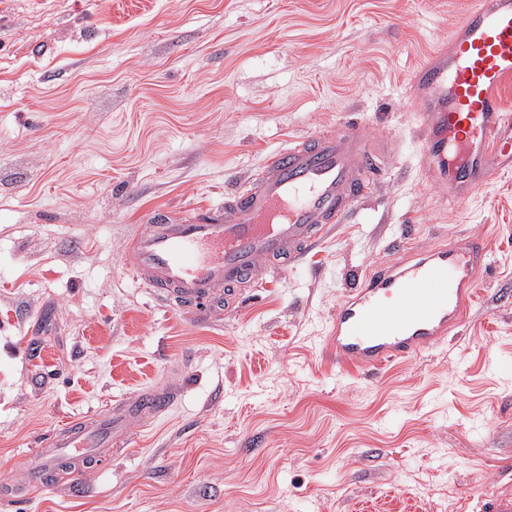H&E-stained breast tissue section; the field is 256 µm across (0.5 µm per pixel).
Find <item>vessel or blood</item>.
<instances>
[{
    "label": "vessel or blood",
    "mask_w": 512,
    "mask_h": 512,
    "mask_svg": "<svg viewBox=\"0 0 512 512\" xmlns=\"http://www.w3.org/2000/svg\"><path fill=\"white\" fill-rule=\"evenodd\" d=\"M409 88L433 185L463 204L493 175L511 172L512 111L503 94L512 89V0H471L447 45L417 67ZM374 137L371 128L355 126L289 143L223 204L155 215L126 242L125 266L196 315H210L221 301L233 304L353 215L380 169ZM486 257L479 237H453L405 264L370 271L337 307L328 354L337 365L376 370L440 345L463 326ZM171 404L146 393L133 409L157 417ZM121 437V417L108 409L52 431L27 467V488L64 464L82 473L110 456Z\"/></svg>",
    "instance_id": "obj_1"
}]
</instances>
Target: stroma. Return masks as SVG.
Segmentation results:
<instances>
[{"mask_svg": "<svg viewBox=\"0 0 512 512\" xmlns=\"http://www.w3.org/2000/svg\"><path fill=\"white\" fill-rule=\"evenodd\" d=\"M469 0H0V489L65 422L140 391L109 463L0 512H487L512 498V173L427 183L409 78ZM372 126L351 222L206 318L121 264L156 210L222 202L289 142ZM478 235L470 313L380 370L325 350L357 277ZM405 238L407 251L391 248ZM169 397L154 394H140L134 401L133 410L140 415L157 417L164 414L172 405Z\"/></svg>", "mask_w": 512, "mask_h": 512, "instance_id": "obj_1", "label": "stroma"}]
</instances>
